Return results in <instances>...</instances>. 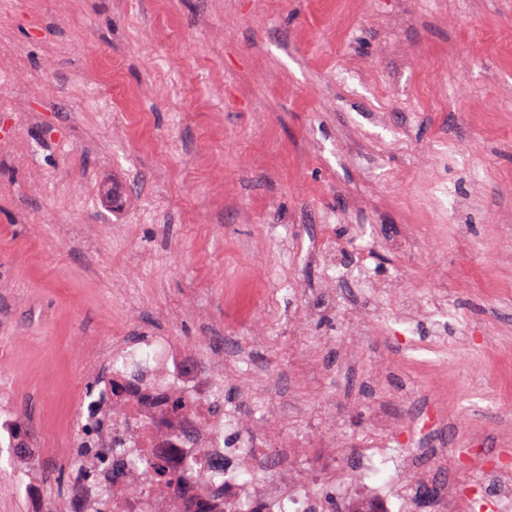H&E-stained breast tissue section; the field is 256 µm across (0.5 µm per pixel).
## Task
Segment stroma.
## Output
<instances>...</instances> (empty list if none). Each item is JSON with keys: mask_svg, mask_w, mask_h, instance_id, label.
Instances as JSON below:
<instances>
[{"mask_svg": "<svg viewBox=\"0 0 512 512\" xmlns=\"http://www.w3.org/2000/svg\"><path fill=\"white\" fill-rule=\"evenodd\" d=\"M512 0H0V52L25 82L0 79V390L38 448L47 501L97 380L84 354L112 336H172L193 357L205 337L262 336L255 358L213 374L250 438L281 435L324 459L372 435L374 373L411 397L395 445L430 468L426 408L464 414L483 457L448 470L494 512L483 488L512 462ZM121 81L98 111L97 70ZM410 239L426 240L422 252ZM401 275L445 314L414 332L386 324L388 293L361 278ZM359 305L348 361L340 309ZM457 371L402 368L408 344ZM249 382L288 417L281 431ZM28 477L0 448V512H30Z\"/></svg>", "mask_w": 512, "mask_h": 512, "instance_id": "35a3bbf8", "label": "stroma"}]
</instances>
